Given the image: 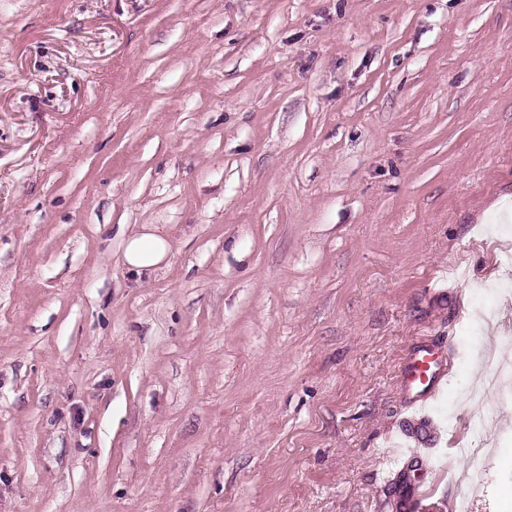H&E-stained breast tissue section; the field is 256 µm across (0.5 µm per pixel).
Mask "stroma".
I'll list each match as a JSON object with an SVG mask.
<instances>
[{
	"label": "stroma",
	"mask_w": 512,
	"mask_h": 512,
	"mask_svg": "<svg viewBox=\"0 0 512 512\" xmlns=\"http://www.w3.org/2000/svg\"><path fill=\"white\" fill-rule=\"evenodd\" d=\"M504 199L512 0H0V512H512ZM147 226L148 224H142L124 241V263L138 271L160 266L166 261L171 250L170 240ZM438 359L429 348L418 350L405 369V385L415 397V412L426 415L439 395Z\"/></svg>",
	"instance_id": "obj_1"
}]
</instances>
